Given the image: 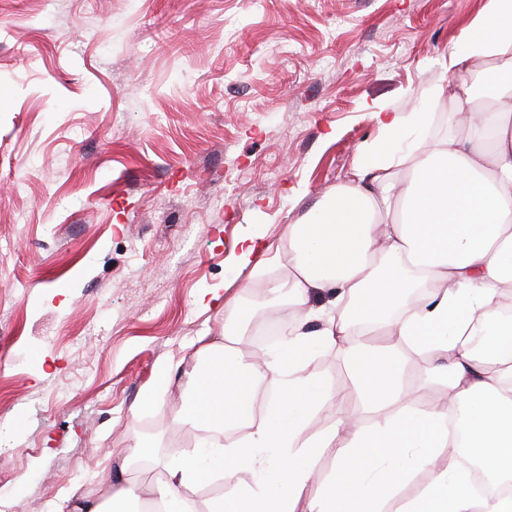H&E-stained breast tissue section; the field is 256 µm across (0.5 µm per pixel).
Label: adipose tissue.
Listing matches in <instances>:
<instances>
[{
    "mask_svg": "<svg viewBox=\"0 0 512 512\" xmlns=\"http://www.w3.org/2000/svg\"><path fill=\"white\" fill-rule=\"evenodd\" d=\"M445 74L411 110L382 106L379 140L351 177L289 224L287 281L271 282L293 326L279 353L244 355L250 313L240 296L202 293L204 309L224 308V333L203 336L191 358L165 363L164 382L145 389L133 417L161 401L177 373L182 405L172 423L210 435L160 462L148 491L128 478L147 459L140 440L120 450L97 495H59L52 512H381L383 492L421 470L430 482L398 512H512V495H476L448 432V408L463 410L466 447L500 480L512 482V323L487 355L471 338L512 292V0H486L448 52ZM492 90L479 102V86ZM454 125L427 134L438 103ZM427 351L423 389L447 387L449 404L408 406L401 380L408 346ZM339 349L373 423L337 410L311 434L310 413L328 401L326 384L303 357ZM267 380L277 398L255 413ZM337 451L333 472L315 479L319 449ZM224 464L225 492L204 490Z\"/></svg>",
    "mask_w": 512,
    "mask_h": 512,
    "instance_id": "adipose-tissue-1",
    "label": "adipose tissue"
}]
</instances>
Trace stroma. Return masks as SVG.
Wrapping results in <instances>:
<instances>
[{"mask_svg":"<svg viewBox=\"0 0 512 512\" xmlns=\"http://www.w3.org/2000/svg\"><path fill=\"white\" fill-rule=\"evenodd\" d=\"M484 0H0V512L91 493L116 449L156 463L199 434L170 396L132 420L169 358L224 333L196 305L250 300L237 241L286 249L288 224L347 179L410 109ZM305 373L361 409L340 356Z\"/></svg>","mask_w":512,"mask_h":512,"instance_id":"stroma-1","label":"stroma"}]
</instances>
